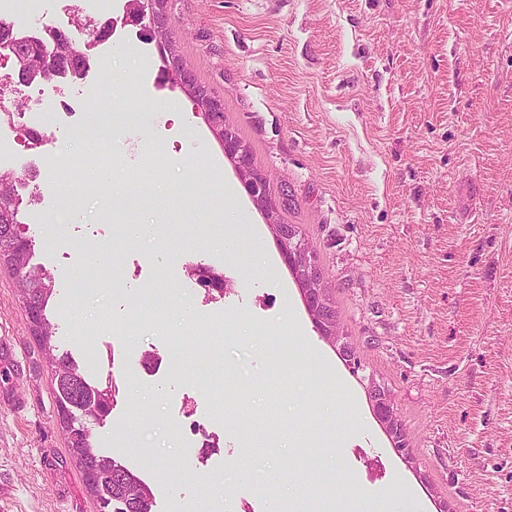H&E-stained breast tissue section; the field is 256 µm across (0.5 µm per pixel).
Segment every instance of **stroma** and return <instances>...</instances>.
<instances>
[{"label":"stroma","instance_id":"obj_1","mask_svg":"<svg viewBox=\"0 0 512 512\" xmlns=\"http://www.w3.org/2000/svg\"><path fill=\"white\" fill-rule=\"evenodd\" d=\"M166 12L183 66L223 101L279 220L309 247L338 338L314 328L270 220L131 25L76 109L147 114L141 163L119 122L94 149L113 189L64 197L92 149L55 129L43 151L0 163L39 173L23 221L55 284L53 346L120 388L89 424L94 448L151 487L153 512L243 499L360 512V493L388 512H512V0H167ZM74 209L108 258L71 314L74 262L52 219ZM231 209L261 254L225 249ZM126 224L143 231L117 234ZM191 261L233 269L237 296L210 301ZM0 341V512H98L1 262ZM179 350L208 362L175 368ZM375 385L406 454L373 412ZM195 420L219 452L202 453Z\"/></svg>","mask_w":512,"mask_h":512}]
</instances>
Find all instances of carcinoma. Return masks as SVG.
<instances>
[{
	"label": "carcinoma",
	"instance_id": "obj_1",
	"mask_svg": "<svg viewBox=\"0 0 512 512\" xmlns=\"http://www.w3.org/2000/svg\"><path fill=\"white\" fill-rule=\"evenodd\" d=\"M56 41L73 44L68 34L50 28L47 34L33 41L15 42L9 47L8 52L15 61L19 81L31 83L21 68L20 60L40 53L51 56ZM52 60L56 69L65 64L83 69L89 63L79 45L75 46V52L52 56ZM21 205L22 199L17 195L0 201V260L7 262L9 271L16 278L36 335L42 338L48 350L57 402L67 403L70 420L75 425L74 436L70 439L71 448L77 454L87 484L102 512H153L150 488L125 466L96 451L85 434L82 417L86 416V408L96 407V420L106 418L112 411L119 388L114 381L103 388L90 384L68 354L54 353L51 345L52 325L46 316L54 284L45 271L30 265V258L24 257V253L32 252L33 240L26 236L23 229Z\"/></svg>",
	"mask_w": 512,
	"mask_h": 512
}]
</instances>
